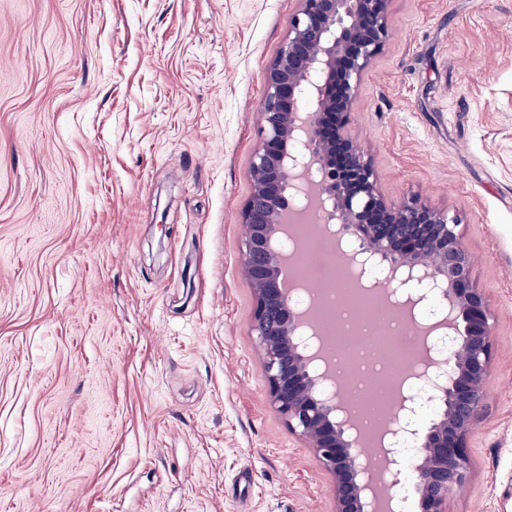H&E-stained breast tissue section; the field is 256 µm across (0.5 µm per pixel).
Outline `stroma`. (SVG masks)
Instances as JSON below:
<instances>
[{"mask_svg": "<svg viewBox=\"0 0 512 512\" xmlns=\"http://www.w3.org/2000/svg\"><path fill=\"white\" fill-rule=\"evenodd\" d=\"M298 0H0V512H333L240 273ZM350 130L461 219L493 315L470 476L512 512V0H390Z\"/></svg>", "mask_w": 512, "mask_h": 512, "instance_id": "35a3bbf8", "label": "stroma"}]
</instances>
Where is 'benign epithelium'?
Returning a JSON list of instances; mask_svg holds the SVG:
<instances>
[{"label": "benign epithelium", "mask_w": 512, "mask_h": 512, "mask_svg": "<svg viewBox=\"0 0 512 512\" xmlns=\"http://www.w3.org/2000/svg\"><path fill=\"white\" fill-rule=\"evenodd\" d=\"M288 38L265 75L261 143L244 207L240 270L255 298L253 331L267 392L288 429L331 475L334 512H392L402 471L412 472L419 512H448V494L469 472L468 438L482 414L492 356L491 312L472 279L459 220L417 196L392 204L375 187L371 160L349 133L358 81L389 37V0H300ZM323 215L361 284L384 280L421 341L398 386L400 398L379 448L386 468L370 469L363 435L345 400L350 380L325 365L321 338L281 281L298 240L300 203ZM431 391L426 430L411 380ZM409 435L415 461L402 467L388 441Z\"/></svg>", "instance_id": "7a95c632"}]
</instances>
